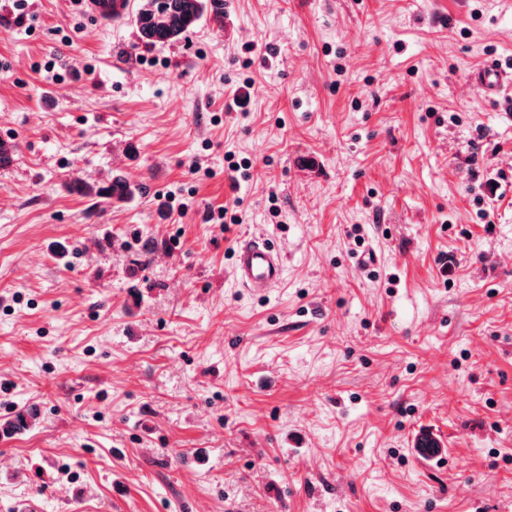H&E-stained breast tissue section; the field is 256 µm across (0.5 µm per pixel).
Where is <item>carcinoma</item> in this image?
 <instances>
[{
    "mask_svg": "<svg viewBox=\"0 0 512 512\" xmlns=\"http://www.w3.org/2000/svg\"><path fill=\"white\" fill-rule=\"evenodd\" d=\"M216 22L224 19V0H138L135 24L145 44H164L180 39L205 16ZM82 192L101 202H125L135 195L136 187L121 177L103 187Z\"/></svg>",
    "mask_w": 512,
    "mask_h": 512,
    "instance_id": "obj_1",
    "label": "carcinoma"
}]
</instances>
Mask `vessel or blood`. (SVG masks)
<instances>
[{"label":"vessel or blood","instance_id":"obj_1","mask_svg":"<svg viewBox=\"0 0 512 512\" xmlns=\"http://www.w3.org/2000/svg\"><path fill=\"white\" fill-rule=\"evenodd\" d=\"M477 80L485 93L496 95L506 83H512V74H504L492 65L481 72ZM284 271L280 252L266 240L251 237L237 242L233 272L241 286L256 293L265 292L282 280Z\"/></svg>","mask_w":512,"mask_h":512}]
</instances>
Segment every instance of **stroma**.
Segmentation results:
<instances>
[{"mask_svg": "<svg viewBox=\"0 0 512 512\" xmlns=\"http://www.w3.org/2000/svg\"><path fill=\"white\" fill-rule=\"evenodd\" d=\"M491 62L512 0H224L156 46L0 0V421L32 416L0 512H512ZM242 236L281 251L266 294ZM137 188L121 177H114L112 182L103 187L83 188L81 191L89 197L98 198L95 203L125 202L135 195ZM285 271L281 253L265 239H240L234 253V275L241 286L264 293L278 284Z\"/></svg>", "mask_w": 512, "mask_h": 512, "instance_id": "1", "label": "stroma"}]
</instances>
